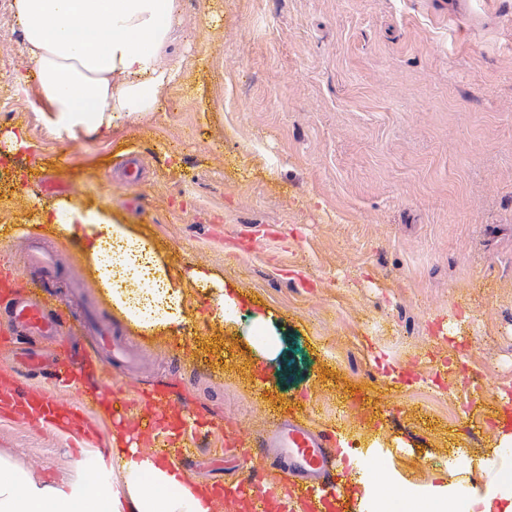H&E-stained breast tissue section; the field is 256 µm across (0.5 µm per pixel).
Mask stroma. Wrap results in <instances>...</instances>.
I'll return each mask as SVG.
<instances>
[{
    "mask_svg": "<svg viewBox=\"0 0 512 512\" xmlns=\"http://www.w3.org/2000/svg\"><path fill=\"white\" fill-rule=\"evenodd\" d=\"M177 76L135 121L52 135L10 0H0V268L43 236L50 283L154 361L138 382L109 363L76 366L72 402L95 391L101 441L130 436L102 403L162 385L174 447L197 427L180 471L212 487L213 512H242L249 474L223 453L238 424L262 434L302 392L314 430L368 449L386 495L415 500L505 491L512 461L466 411L497 421L512 404V0H181L160 51ZM24 147L7 153L6 132ZM140 165L138 191L123 162ZM50 175L73 201L105 205L181 270L224 280L238 300L221 319L204 284L187 319L149 335L114 315L79 244L39 224ZM262 318L278 349L261 369L248 341ZM72 430L0 416V451L34 479L95 482L98 448Z\"/></svg>",
    "mask_w": 512,
    "mask_h": 512,
    "instance_id": "stroma-1",
    "label": "stroma"
}]
</instances>
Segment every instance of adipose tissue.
Returning a JSON list of instances; mask_svg holds the SVG:
<instances>
[{
	"mask_svg": "<svg viewBox=\"0 0 512 512\" xmlns=\"http://www.w3.org/2000/svg\"><path fill=\"white\" fill-rule=\"evenodd\" d=\"M181 0H11L38 77L49 131L88 133L150 109L173 80L158 63ZM58 240L79 241L80 259L113 310L152 334L184 321L183 290L201 271H173L162 253L109 207L63 199L41 208ZM208 490L154 456L121 457L112 484L39 482L0 454V512H212Z\"/></svg>",
	"mask_w": 512,
	"mask_h": 512,
	"instance_id": "1",
	"label": "adipose tissue"
}]
</instances>
